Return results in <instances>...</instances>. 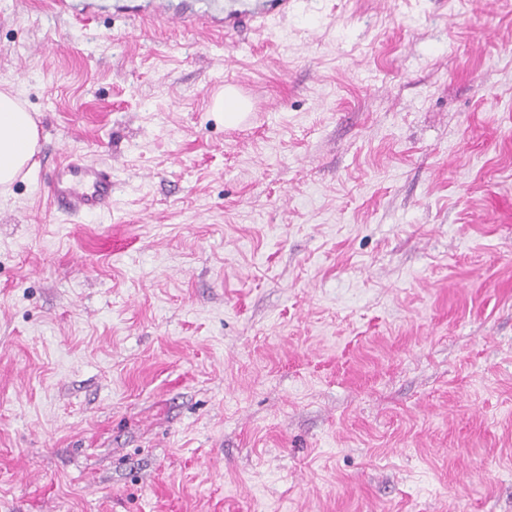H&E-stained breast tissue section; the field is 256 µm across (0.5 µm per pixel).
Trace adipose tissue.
I'll return each instance as SVG.
<instances>
[{
	"instance_id": "obj_1",
	"label": "adipose tissue",
	"mask_w": 512,
	"mask_h": 512,
	"mask_svg": "<svg viewBox=\"0 0 512 512\" xmlns=\"http://www.w3.org/2000/svg\"><path fill=\"white\" fill-rule=\"evenodd\" d=\"M39 127L19 93L0 91V197L13 183L31 178L40 150Z\"/></svg>"
}]
</instances>
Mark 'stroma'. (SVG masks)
Instances as JSON below:
<instances>
[{
  "label": "stroma",
  "instance_id": "1",
  "mask_svg": "<svg viewBox=\"0 0 512 512\" xmlns=\"http://www.w3.org/2000/svg\"><path fill=\"white\" fill-rule=\"evenodd\" d=\"M10 86L0 512H512V0L228 35L0 0ZM71 152L111 213L55 210ZM39 127L18 92L0 91V197L18 179H31L40 151Z\"/></svg>",
  "mask_w": 512,
  "mask_h": 512
}]
</instances>
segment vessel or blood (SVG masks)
I'll return each mask as SVG.
<instances>
[{"label": "vessel or blood", "instance_id": "b4317fda", "mask_svg": "<svg viewBox=\"0 0 512 512\" xmlns=\"http://www.w3.org/2000/svg\"><path fill=\"white\" fill-rule=\"evenodd\" d=\"M299 0H252L242 8L220 7L175 18L184 28L207 27L227 33L243 28L261 31L271 19L286 16ZM115 184L112 168L70 154L53 171L51 195L59 210L72 215H101L111 211Z\"/></svg>", "mask_w": 512, "mask_h": 512}]
</instances>
